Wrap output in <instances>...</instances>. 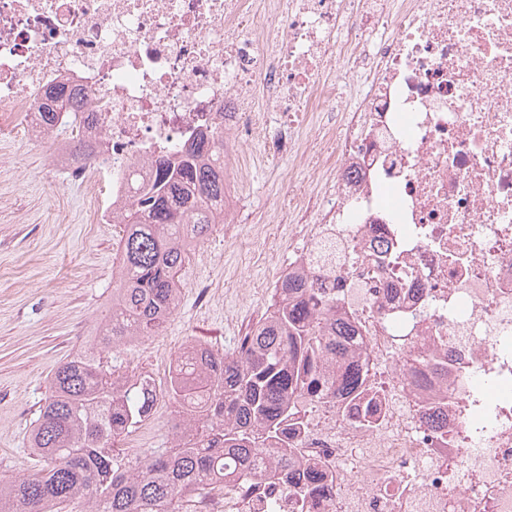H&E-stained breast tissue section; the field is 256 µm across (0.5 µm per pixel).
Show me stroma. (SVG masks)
Instances as JSON below:
<instances>
[{"instance_id":"obj_1","label":"stroma","mask_w":512,"mask_h":512,"mask_svg":"<svg viewBox=\"0 0 512 512\" xmlns=\"http://www.w3.org/2000/svg\"><path fill=\"white\" fill-rule=\"evenodd\" d=\"M308 183L306 162L276 168L256 161L240 204L246 223L270 236L238 244L213 231L191 255L183 278L201 276L218 298L199 306L186 288L159 344L118 347V364L154 369L159 351L176 355L188 338L233 353L240 323L256 322L273 295V276L290 256L288 194L281 177ZM88 198L49 148L25 129L0 133V478L29 473L26 437L50 393L57 365L94 336L112 297L118 224L87 220Z\"/></svg>"}]
</instances>
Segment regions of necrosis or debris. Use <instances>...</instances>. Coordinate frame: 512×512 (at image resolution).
Listing matches in <instances>:
<instances>
[{
  "mask_svg": "<svg viewBox=\"0 0 512 512\" xmlns=\"http://www.w3.org/2000/svg\"><path fill=\"white\" fill-rule=\"evenodd\" d=\"M60 83L91 95L94 158L66 166L94 224L219 133L228 224L249 148L314 159L311 191L284 175L285 271L346 302L372 424L308 402L285 436L315 493L237 478L193 512H512V0H0V130Z\"/></svg>",
  "mask_w": 512,
  "mask_h": 512,
  "instance_id": "obj_1",
  "label": "necrosis or debris"
}]
</instances>
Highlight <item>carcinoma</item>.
<instances>
[{
	"mask_svg": "<svg viewBox=\"0 0 512 512\" xmlns=\"http://www.w3.org/2000/svg\"><path fill=\"white\" fill-rule=\"evenodd\" d=\"M36 129L51 135L66 118L74 156L89 162L85 113L58 84ZM224 137L194 144L178 163L155 169L139 197L116 216L124 225L112 277L110 315L88 347L58 365L34 421L29 448L37 472L0 483V512H182L217 480L252 477L262 448L281 440L308 400L338 408L366 375L360 334L339 298L298 275L275 288L272 311L241 337L235 352L209 349L197 369L165 385L112 365V349L158 335L185 288L179 272L192 248L224 214ZM182 408L170 445L132 455L124 437L151 419L159 401Z\"/></svg>",
	"mask_w": 512,
	"mask_h": 512,
	"instance_id": "cac0c4a2",
	"label": "carcinoma"
}]
</instances>
